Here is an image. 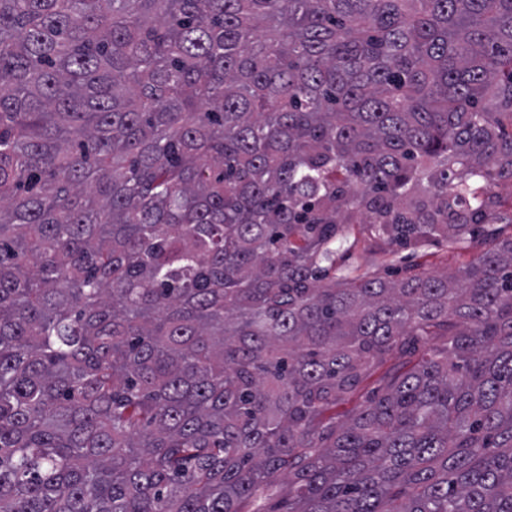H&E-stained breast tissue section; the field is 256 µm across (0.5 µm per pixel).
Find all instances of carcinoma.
I'll return each mask as SVG.
<instances>
[{
    "label": "carcinoma",
    "mask_w": 512,
    "mask_h": 512,
    "mask_svg": "<svg viewBox=\"0 0 512 512\" xmlns=\"http://www.w3.org/2000/svg\"><path fill=\"white\" fill-rule=\"evenodd\" d=\"M504 180L512 0H0V512H512ZM347 236L336 245L338 275L366 273L401 278L410 266L433 274L455 271L472 263L480 253L473 245L429 242L421 246H390L374 238L367 224H346ZM381 372H377L372 377L366 379L359 387V390L350 398L341 400L336 403L327 412L328 416H336V422H343L354 412L363 402L364 397L371 391L375 390L379 385V377Z\"/></svg>",
    "instance_id": "cac0c4a2"
}]
</instances>
